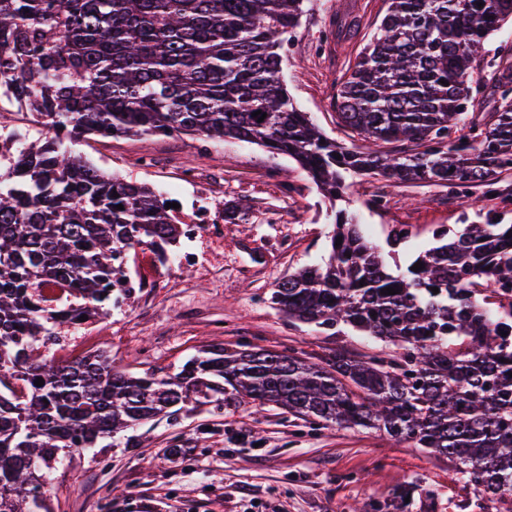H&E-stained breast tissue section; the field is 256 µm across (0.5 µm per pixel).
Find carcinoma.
<instances>
[{
    "mask_svg": "<svg viewBox=\"0 0 512 512\" xmlns=\"http://www.w3.org/2000/svg\"><path fill=\"white\" fill-rule=\"evenodd\" d=\"M304 2L0 0V97L54 130L0 166V512H41L54 464L192 395L375 429L458 462L492 497L512 491L511 224L443 229L393 274L359 225L336 214L327 258L280 281L272 303L302 323L387 341L390 358L338 351L315 363L219 348L158 378L117 370L99 351L41 354L59 340L54 329L112 310L128 251L179 236L153 187L100 170L63 137L237 139L293 159L330 199L367 173L499 192L512 171V94L501 93L512 67L483 88L473 63L512 19V0H387L336 92L339 123L368 143L362 151L324 136L288 95L281 51ZM485 94L490 124L474 116ZM399 142L421 151L383 150Z\"/></svg>",
    "mask_w": 512,
    "mask_h": 512,
    "instance_id": "cac0c4a2",
    "label": "carcinoma"
}]
</instances>
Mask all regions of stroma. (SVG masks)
Segmentation results:
<instances>
[{
	"instance_id": "35a3bbf8",
	"label": "stroma",
	"mask_w": 512,
	"mask_h": 512,
	"mask_svg": "<svg viewBox=\"0 0 512 512\" xmlns=\"http://www.w3.org/2000/svg\"><path fill=\"white\" fill-rule=\"evenodd\" d=\"M386 9V0H311L282 49L294 104L347 147L356 140L336 122V90ZM75 149L177 202L178 224H220L224 231L170 245V252H191L184 270L149 248L129 251V293L110 316L86 323L83 334H67L47 358L103 349L117 369L168 377L215 345L314 362L339 350L355 358L394 354L377 338L294 321L273 304L276 283L319 263L334 230L328 200L291 158L236 139L181 134L92 136ZM145 153L153 167L138 165ZM186 169L195 182H183ZM503 190L489 201L477 186L456 194L363 175L353 177L339 206L382 247L394 226L412 225L396 252L402 263L435 246L440 228L481 224L491 214L512 224V176ZM409 482L417 490L405 512H512V492L490 500L448 457L375 430L326 428L273 406L192 400L112 447L65 457L47 505L50 512H390L393 491Z\"/></svg>"
}]
</instances>
